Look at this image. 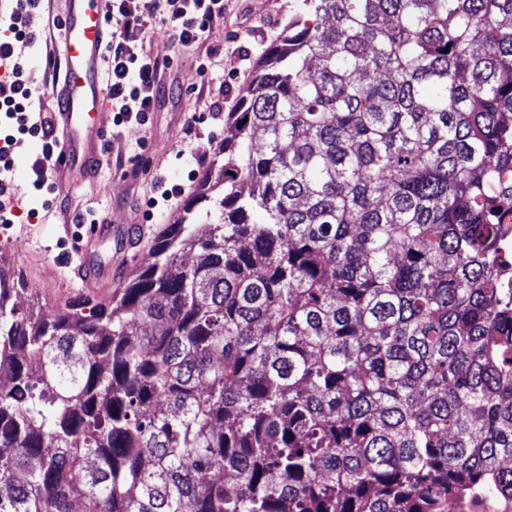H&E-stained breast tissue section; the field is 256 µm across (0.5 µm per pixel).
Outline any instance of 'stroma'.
I'll list each match as a JSON object with an SVG mask.
<instances>
[{
    "instance_id": "obj_1",
    "label": "stroma",
    "mask_w": 512,
    "mask_h": 512,
    "mask_svg": "<svg viewBox=\"0 0 512 512\" xmlns=\"http://www.w3.org/2000/svg\"><path fill=\"white\" fill-rule=\"evenodd\" d=\"M224 21L216 25L203 43L211 61L207 75H200L189 59L174 46L170 30L159 23L149 25L143 44L152 54L168 57L172 65L162 77L177 84L179 93H166L158 112L147 126L113 123L110 111L99 113L98 122L107 131L106 153L93 180L71 183L62 173L49 174L47 189L35 190L34 163L41 158L45 143L24 139L16 148L11 181L16 189V217L0 224V261L28 290L30 300L51 313L66 304L84 299L85 292L72 281L70 270L77 256L64 224L81 214L102 224L141 226L132 242L130 270L153 260L154 246L169 226L183 216V200L164 201L156 186L185 184L199 179L196 162L199 148L215 151L224 140L223 119L213 118L199 95L203 85L223 88L224 109L233 111L248 87L250 75L262 55L275 43L299 9V0H224ZM35 96L41 109H55L57 64L49 45L23 48ZM199 118L187 128L188 114ZM123 165H116V156ZM158 198L153 219L144 216L149 198Z\"/></svg>"
}]
</instances>
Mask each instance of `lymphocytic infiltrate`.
I'll return each mask as SVG.
<instances>
[{
    "label": "lymphocytic infiltrate",
    "instance_id": "f902f5d3",
    "mask_svg": "<svg viewBox=\"0 0 512 512\" xmlns=\"http://www.w3.org/2000/svg\"><path fill=\"white\" fill-rule=\"evenodd\" d=\"M43 7V0H14L6 28L0 29V223L13 221L12 188L8 174L15 162L14 148L24 138L48 139V121L34 118L35 101L26 58L20 46L34 45L39 34L29 26L32 14ZM112 37L106 54L110 60L108 101L115 125H143L157 109L163 87L161 74L168 59L144 49L141 34L148 20L167 25L174 43L191 56L200 74L209 67L197 48L214 25L224 20V0H112Z\"/></svg>",
    "mask_w": 512,
    "mask_h": 512
}]
</instances>
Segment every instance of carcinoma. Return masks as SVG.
Instances as JSON below:
<instances>
[{
    "label": "carcinoma",
    "mask_w": 512,
    "mask_h": 512,
    "mask_svg": "<svg viewBox=\"0 0 512 512\" xmlns=\"http://www.w3.org/2000/svg\"><path fill=\"white\" fill-rule=\"evenodd\" d=\"M154 261L0 269V512H512V0H302Z\"/></svg>",
    "instance_id": "1"
}]
</instances>
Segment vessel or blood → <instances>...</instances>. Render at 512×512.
<instances>
[{
	"mask_svg": "<svg viewBox=\"0 0 512 512\" xmlns=\"http://www.w3.org/2000/svg\"><path fill=\"white\" fill-rule=\"evenodd\" d=\"M106 4L107 0H65L62 13L52 21L54 49L63 61L56 93L58 110L51 115L55 144L64 158L60 171L84 179L90 178L105 142L96 116L104 109ZM112 239L119 243L121 258L99 267L91 259L92 247ZM78 243L79 258L72 269L77 282L92 292L117 284V274L125 266L123 256L129 251L125 228L90 224L79 234Z\"/></svg>",
	"mask_w": 512,
	"mask_h": 512,
	"instance_id": "b4317fda",
	"label": "vessel or blood"
}]
</instances>
